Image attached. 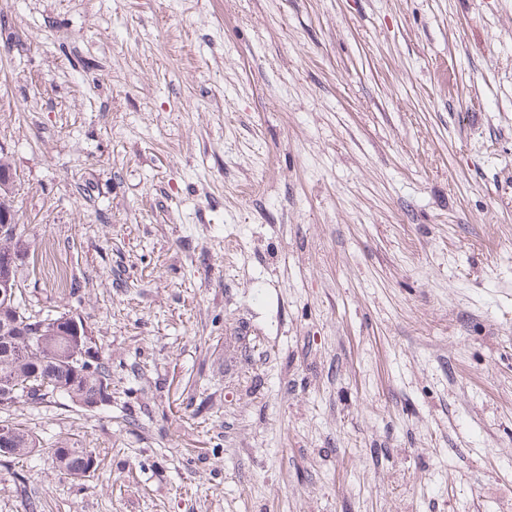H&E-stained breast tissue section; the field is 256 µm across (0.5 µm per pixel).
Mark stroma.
I'll return each mask as SVG.
<instances>
[{
	"mask_svg": "<svg viewBox=\"0 0 512 512\" xmlns=\"http://www.w3.org/2000/svg\"><path fill=\"white\" fill-rule=\"evenodd\" d=\"M0 155L112 379L0 512H512V0H0ZM57 447L59 448L53 450L60 471L68 470L77 475H84L92 457L94 467L96 466L95 456L87 448H68L67 444Z\"/></svg>",
	"mask_w": 512,
	"mask_h": 512,
	"instance_id": "obj_1",
	"label": "stroma"
}]
</instances>
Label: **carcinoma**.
I'll list each match as a JSON object with an SVG mask.
<instances>
[{
    "mask_svg": "<svg viewBox=\"0 0 512 512\" xmlns=\"http://www.w3.org/2000/svg\"><path fill=\"white\" fill-rule=\"evenodd\" d=\"M11 312L14 327L24 332L13 336L6 332L0 335V390L8 388L14 395L0 399V405H8L26 397L30 400L46 396H59L73 400L72 394L83 392L88 396L96 394V388L111 382L107 362L99 358L90 362L92 370L82 374L74 370L69 362V346L72 339L67 336H53L44 346H38V336L25 337L32 331L37 318L27 314L15 301L4 308ZM14 432L18 442L11 448H0L5 457H26L40 447L36 436L14 424L6 425ZM59 469L77 475L85 474L93 453L85 448L61 446L54 449Z\"/></svg>",
    "mask_w": 512,
    "mask_h": 512,
    "instance_id": "carcinoma-1",
    "label": "carcinoma"
}]
</instances>
